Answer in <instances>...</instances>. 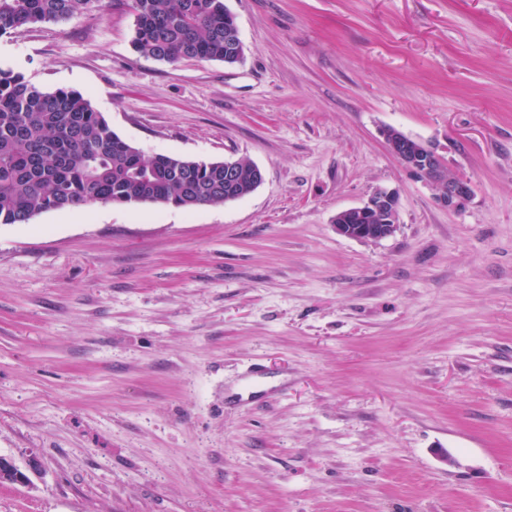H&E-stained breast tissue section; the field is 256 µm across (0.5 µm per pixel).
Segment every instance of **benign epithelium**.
Listing matches in <instances>:
<instances>
[{
    "label": "benign epithelium",
    "instance_id": "obj_1",
    "mask_svg": "<svg viewBox=\"0 0 512 512\" xmlns=\"http://www.w3.org/2000/svg\"><path fill=\"white\" fill-rule=\"evenodd\" d=\"M381 136L389 151L403 163L412 176L435 187V201L440 208L459 211L466 205L472 195L471 183L468 179L451 173L441 154L420 142L412 143L394 128H383ZM400 206V196L396 190L378 188L361 205L336 213V234L344 238L367 241L390 237L399 229ZM366 218L375 220V223H362ZM0 481L25 484L28 477L12 461L0 457Z\"/></svg>",
    "mask_w": 512,
    "mask_h": 512
}]
</instances>
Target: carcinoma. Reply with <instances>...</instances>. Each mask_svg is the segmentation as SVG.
<instances>
[{
  "instance_id": "1",
  "label": "carcinoma",
  "mask_w": 512,
  "mask_h": 512,
  "mask_svg": "<svg viewBox=\"0 0 512 512\" xmlns=\"http://www.w3.org/2000/svg\"><path fill=\"white\" fill-rule=\"evenodd\" d=\"M101 0H0V35L60 23ZM133 51L163 63L184 59L234 64L244 56L224 0H130ZM224 182V162L145 156L120 137L76 90L47 91L0 68V224H28L51 211L93 204L186 210L250 194L252 164Z\"/></svg>"
}]
</instances>
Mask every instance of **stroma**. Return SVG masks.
<instances>
[{
    "mask_svg": "<svg viewBox=\"0 0 512 512\" xmlns=\"http://www.w3.org/2000/svg\"><path fill=\"white\" fill-rule=\"evenodd\" d=\"M224 2L232 65L137 55L119 0L0 36L145 155L265 175L0 224V512H512V0ZM378 188L397 232L337 235ZM380 133L389 151L412 176L435 187V201L440 208L460 211L466 205L472 195L471 183L467 178L451 173L441 154L414 140L415 145H412L411 140L394 128L385 127Z\"/></svg>",
    "mask_w": 512,
    "mask_h": 512,
    "instance_id": "35a3bbf8",
    "label": "stroma"
}]
</instances>
